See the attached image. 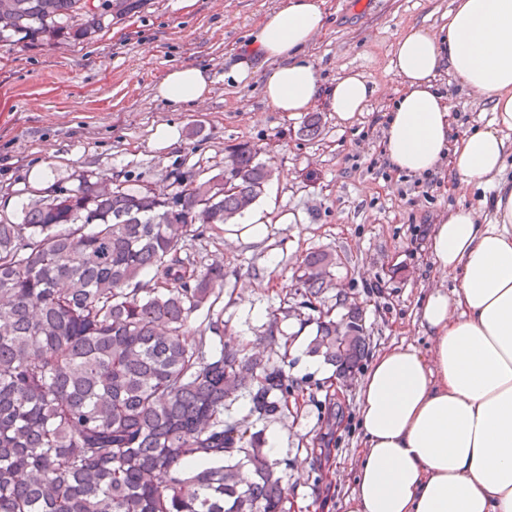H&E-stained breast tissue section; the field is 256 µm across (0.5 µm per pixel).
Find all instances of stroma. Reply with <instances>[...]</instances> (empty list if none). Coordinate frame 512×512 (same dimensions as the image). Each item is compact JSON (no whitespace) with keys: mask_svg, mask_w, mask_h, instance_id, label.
<instances>
[{"mask_svg":"<svg viewBox=\"0 0 512 512\" xmlns=\"http://www.w3.org/2000/svg\"><path fill=\"white\" fill-rule=\"evenodd\" d=\"M282 0H148L144 10L113 25L86 45L0 43V211L15 213L37 199L28 177L48 169L51 180L93 172L170 191L171 170L218 173L237 147L258 152L274 176L261 195L273 202L271 225L260 241L226 239L207 230L194 242L202 264L224 263V333L245 348L287 353L293 388L288 412L272 421L282 436L277 470L288 493V512H345L358 463V381H339L335 368L309 353L316 325L287 312L283 298L312 251L335 255L337 292L363 312L371 353L400 343L426 347L418 299L437 285L428 235L448 209L491 196V189L461 193L448 166L425 177L397 172L382 142L400 88L390 68L391 45L407 26L438 28L452 0H325L327 24L307 49L325 84L353 70L374 81L379 94L352 125L337 122L323 102L318 137L300 133L303 114L273 111L258 81L241 87L226 73L250 33ZM181 65L208 68L207 99L193 106L155 100L159 81ZM440 89L462 135L490 116L488 100L444 76ZM161 124L175 126L176 142L150 140ZM277 323L290 346L268 334ZM342 422L329 430L331 407Z\"/></svg>","mask_w":512,"mask_h":512,"instance_id":"obj_1","label":"stroma"}]
</instances>
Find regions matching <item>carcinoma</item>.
<instances>
[{
    "label": "carcinoma",
    "mask_w": 512,
    "mask_h": 512,
    "mask_svg": "<svg viewBox=\"0 0 512 512\" xmlns=\"http://www.w3.org/2000/svg\"><path fill=\"white\" fill-rule=\"evenodd\" d=\"M147 0H0V42H92ZM177 189L82 175L0 216V512H283L262 433L224 420L288 404L282 366L224 341V266L187 242L251 207L270 181L243 146L214 175L170 172ZM336 257L305 256L294 309L317 313L309 350L359 369L362 313L319 307ZM150 273V287L141 277ZM223 341H186L191 320Z\"/></svg>",
    "instance_id": "1"
}]
</instances>
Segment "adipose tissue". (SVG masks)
<instances>
[{"label": "adipose tissue", "instance_id": "adipose-tissue-1", "mask_svg": "<svg viewBox=\"0 0 512 512\" xmlns=\"http://www.w3.org/2000/svg\"><path fill=\"white\" fill-rule=\"evenodd\" d=\"M326 23L321 0H283L227 73L259 79L277 112L325 98L353 122L378 93L348 72L323 86L305 50ZM402 88L383 150L399 172L423 176L448 163L462 190L489 186L487 204L449 209L429 234L434 270L454 288L427 290L418 315L430 344L379 352L359 384L360 457L347 512H512V0H453L435 30L405 28L392 44ZM491 103V120L453 134L441 76ZM207 68L186 65L157 85L156 100L204 101Z\"/></svg>", "mask_w": 512, "mask_h": 512}]
</instances>
